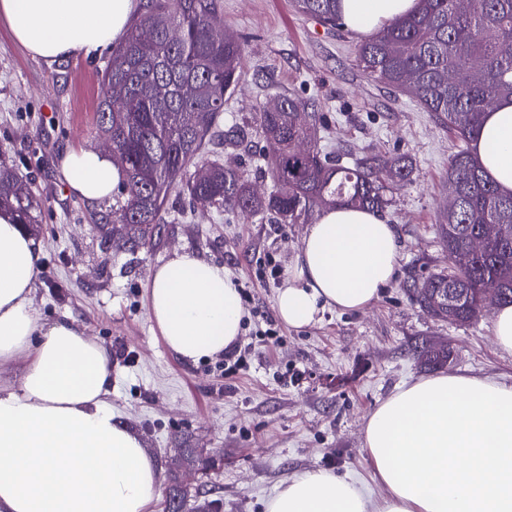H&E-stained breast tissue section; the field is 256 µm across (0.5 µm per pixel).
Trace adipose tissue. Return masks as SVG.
I'll list each match as a JSON object with an SVG mask.
<instances>
[{
    "label": "adipose tissue",
    "mask_w": 512,
    "mask_h": 512,
    "mask_svg": "<svg viewBox=\"0 0 512 512\" xmlns=\"http://www.w3.org/2000/svg\"><path fill=\"white\" fill-rule=\"evenodd\" d=\"M418 0H342L346 24L372 34L414 13ZM140 0H0V21L32 59L91 58L125 34ZM472 149L512 194V101L485 113ZM56 168L88 203L111 198L124 173L94 148L70 149ZM41 247L0 212V362L23 355L16 388L0 392V512H150L160 468L106 400L112 356L74 323L42 322L32 293ZM399 244L382 212L336 207L306 229L275 307L299 329L329 307L358 312L394 279ZM147 311L166 347L191 361L238 341L245 309L223 265L189 252L153 271ZM364 446L385 488L373 502L324 469L288 480L265 512H512V384L464 374L421 377L368 416Z\"/></svg>",
    "instance_id": "obj_1"
}]
</instances>
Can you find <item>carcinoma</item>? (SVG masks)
Returning <instances> with one entry per match:
<instances>
[{"instance_id": "carcinoma-1", "label": "carcinoma", "mask_w": 512, "mask_h": 512, "mask_svg": "<svg viewBox=\"0 0 512 512\" xmlns=\"http://www.w3.org/2000/svg\"><path fill=\"white\" fill-rule=\"evenodd\" d=\"M294 4L332 29L345 27L339 0ZM222 18L221 0H145L143 12L112 50L101 75L96 118L100 135L126 160V181L112 195V227L135 247L150 242L161 233V213L175 190L202 208L272 215L280 224H307L317 210L336 206L387 207L386 191L409 180V161L365 157L345 165L340 155L320 146L302 118L308 104L291 95L279 97L275 109L255 112L256 132L268 146L273 182L268 195H255L243 171L218 160L208 162L206 180L193 179L191 168L205 160L215 138L249 137L244 127L219 128L224 101L243 66L242 44L213 35ZM147 25L156 31L151 41L141 37ZM510 43L512 0H477L469 12L457 11L453 0H419L415 13L363 37L358 48L365 75L409 92L463 144L448 166V195L458 203L448 211V223L440 225L455 264L410 288L416 302L434 307L437 317L453 324L482 315L480 288L488 280L498 282L500 304H512V240L489 243L479 253L469 247L481 225L512 224V196L498 191L468 149L487 109L512 100V55L504 51ZM409 71L418 75L414 88L403 83ZM115 85L124 88L126 106L109 117L104 103ZM2 209L30 231L47 216L31 183L0 146ZM186 507L222 512L224 503L171 486L167 509Z\"/></svg>"}]
</instances>
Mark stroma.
I'll use <instances>...</instances> for the list:
<instances>
[{
    "mask_svg": "<svg viewBox=\"0 0 512 512\" xmlns=\"http://www.w3.org/2000/svg\"><path fill=\"white\" fill-rule=\"evenodd\" d=\"M225 37L243 45V69L224 106L223 127L252 126L257 108L282 95L315 104L321 144L346 164L362 156L408 159V183L384 214L400 246L395 279L360 312H319L295 329L278 320L275 297L306 230L228 208L187 210L171 195L161 235L139 248L99 227L110 202L91 205L60 179L56 159L69 148L100 146L96 110L105 57L49 68L13 40L0 21V145L31 178L52 217L34 236L43 271L34 294L42 320L70 319L112 354L107 399L159 466L181 448H198L214 467L177 473L190 491L222 499L224 512H264L265 502L304 471L345 474L373 500L363 445L365 418L388 396L429 370L421 341L453 350L448 372L512 382V356L497 350L491 312L465 325L430 316L407 287L446 268L439 226L448 216V165L457 140L412 96L368 79L356 62L360 34L332 30L292 0H222ZM264 140L217 141L212 158L244 170L255 193L272 188ZM190 252L224 265L243 291L240 345L249 366L225 376L223 356L182 359L164 344L147 313L146 286L158 265ZM275 324L280 338L267 341Z\"/></svg>",
    "mask_w": 512,
    "mask_h": 512,
    "instance_id": "35a3bbf8",
    "label": "stroma"
}]
</instances>
